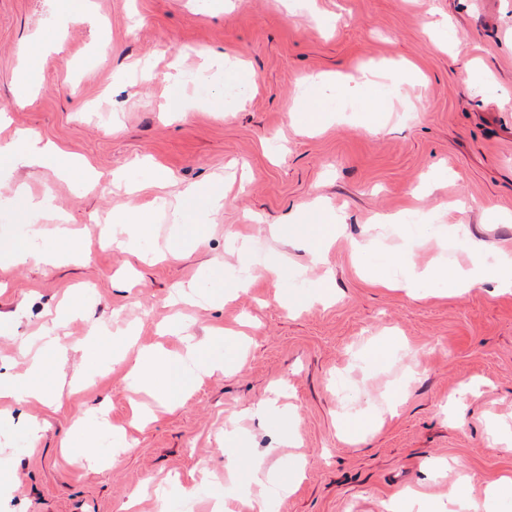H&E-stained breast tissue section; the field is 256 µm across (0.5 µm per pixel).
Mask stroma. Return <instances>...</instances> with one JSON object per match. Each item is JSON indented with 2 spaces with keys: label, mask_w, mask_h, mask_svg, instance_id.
Returning <instances> with one entry per match:
<instances>
[{
  "label": "stroma",
  "mask_w": 512,
  "mask_h": 512,
  "mask_svg": "<svg viewBox=\"0 0 512 512\" xmlns=\"http://www.w3.org/2000/svg\"><path fill=\"white\" fill-rule=\"evenodd\" d=\"M69 4L0 0V119L95 178L81 193L53 170L0 165L1 199L51 201L0 212V367L24 373L50 311L75 296L58 329L67 359L48 363L44 380L52 391L91 380L58 407L16 404L22 424H0V512H122L134 493L135 512H178L189 489L201 493L198 512L246 495L268 512H386L408 488L445 501L463 471L470 512L512 507V489L485 501L489 481L512 476V452L491 442L492 430L512 431V292L484 281L458 295L439 279L412 297L374 284L352 250L358 241L372 262L434 268L470 266L469 248L452 247L460 236L481 242L490 265L512 253V0H88L81 17ZM45 32L54 41L39 47L40 83L17 103L20 46ZM137 63L152 80L127 82ZM381 70L402 84L382 86L392 107L377 133L349 90ZM319 74L335 109L310 127L298 110ZM140 161L172 172L157 194L183 212L176 227L166 210L150 214L143 247L158 255L146 263L100 243L129 203L113 176ZM188 185L200 194L180 202ZM216 189L219 209L208 203ZM456 199L463 211H447ZM62 214L84 254L57 237ZM330 214L343 225L318 258L314 227ZM392 214L405 225L381 223ZM30 221L57 261H12L30 245L17 232ZM328 271L336 297L323 303ZM220 327L243 336L241 358L223 354L234 371L193 379L182 402L133 424L126 375L140 349L176 351L180 334L202 340ZM130 329L133 344L113 361V337ZM384 335L396 356L378 369L365 352ZM100 404L130 446L92 466L74 428ZM374 409L363 443L338 439L339 415ZM27 422L42 428L36 442ZM234 448L269 469L286 453L304 458L293 492L277 496L245 469L225 482Z\"/></svg>",
  "instance_id": "stroma-1"
}]
</instances>
